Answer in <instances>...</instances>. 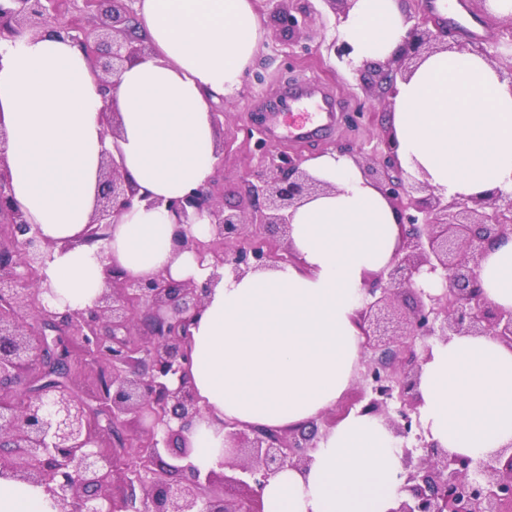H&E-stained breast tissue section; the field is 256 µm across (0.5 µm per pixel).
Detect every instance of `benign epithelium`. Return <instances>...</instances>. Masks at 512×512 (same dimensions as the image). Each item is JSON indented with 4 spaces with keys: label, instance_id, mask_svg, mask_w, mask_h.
<instances>
[{
    "label": "benign epithelium",
    "instance_id": "benign-epithelium-1",
    "mask_svg": "<svg viewBox=\"0 0 512 512\" xmlns=\"http://www.w3.org/2000/svg\"><path fill=\"white\" fill-rule=\"evenodd\" d=\"M135 0H0V39L40 28L77 45L97 75L98 93L112 100L113 78L125 63L145 54L135 34ZM276 30L292 34L312 21L273 3ZM409 24L400 55L385 64H363L361 80L388 97L424 55L448 50L443 37L452 28L429 10L405 14ZM399 214L397 258L365 288L358 324L366 356L354 395L321 418L330 427L355 406L386 419L393 433L410 443L403 448L406 479L397 506L389 512H512V445L487 458L448 452L426 439L417 415L418 383L428 340L457 335L491 336L512 347V309L487 301L478 277L480 259L498 240L512 235V192L484 197L446 198L426 182L405 175L393 142L362 169ZM216 180L183 197L170 199L179 249L211 260L209 277L197 283L159 275L134 279L116 266L105 267L108 288L85 309L55 311L43 303L39 269L49 242L28 223L15 203L7 167L0 157V223L7 244L0 247V452L20 448L1 475L45 486L64 512H263L259 489L277 473L309 465L319 426L288 431L224 422L223 458L216 467L193 461L189 434L203 417L189 376V327L204 301L230 268L236 276L278 262L295 261L288 237L292 211L330 189L301 168V160L273 157L256 181L247 182L250 212H227L215 196ZM158 205L138 193L123 172L120 151L103 163L96 204L85 238L110 237V229L139 204ZM208 215L209 237L188 226ZM438 273L442 288L418 285L422 271ZM413 297L410 313L396 306L399 294ZM57 326L112 380L108 392L83 401L69 382L28 390L21 369L44 373V329ZM112 424L124 448L122 459L101 451L89 426L93 413ZM238 470L255 487L225 474Z\"/></svg>",
    "mask_w": 512,
    "mask_h": 512
}]
</instances>
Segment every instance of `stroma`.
<instances>
[{
    "instance_id": "stroma-1",
    "label": "stroma",
    "mask_w": 512,
    "mask_h": 512,
    "mask_svg": "<svg viewBox=\"0 0 512 512\" xmlns=\"http://www.w3.org/2000/svg\"><path fill=\"white\" fill-rule=\"evenodd\" d=\"M461 7L463 15L456 24L464 47H483L495 55L498 68L511 69L512 47L505 45L502 34L512 27V20L487 17L482 0H463ZM313 8L315 20L299 33L286 36L267 29L242 91L220 104L224 165L215 189L225 209H239L247 203L244 182L263 166V157L254 147L256 141L306 159L330 151L368 155L381 145L390 106L366 90L358 72L335 53L331 46L338 29L334 13L323 0H315ZM304 82L315 83L333 95L336 126L305 143L275 141L268 116L276 111L279 99L289 97Z\"/></svg>"
}]
</instances>
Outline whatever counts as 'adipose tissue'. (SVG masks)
Instances as JSON below:
<instances>
[{
    "label": "adipose tissue",
    "mask_w": 512,
    "mask_h": 512,
    "mask_svg": "<svg viewBox=\"0 0 512 512\" xmlns=\"http://www.w3.org/2000/svg\"><path fill=\"white\" fill-rule=\"evenodd\" d=\"M145 57L119 74L104 104L85 55L50 32L0 39V126L12 196L55 247L40 270L57 309L93 306L112 263L133 278L205 280L208 263L176 252L166 200L207 183L218 161L211 106L235 97L264 25L255 0H137ZM408 30L400 0H355L338 27L356 62L395 58ZM119 119L107 131L104 111ZM406 173L446 197L512 191V83L470 50L424 57L390 100ZM120 149L126 177L156 202L137 206L107 240L84 242L104 159ZM331 184L293 213L295 262L225 273L191 328L190 377L204 419L191 438L199 465L221 458L224 424L301 426L333 410L355 381L364 288L398 252L389 200L357 162L328 153L307 165ZM487 299L512 308V237L479 270ZM417 407L427 440L486 456L512 444V348L488 336L431 342ZM401 444L383 418L350 412L318 442L310 465L270 478L264 512H390ZM0 512H60L43 487L0 477Z\"/></svg>",
    "instance_id": "1"
}]
</instances>
